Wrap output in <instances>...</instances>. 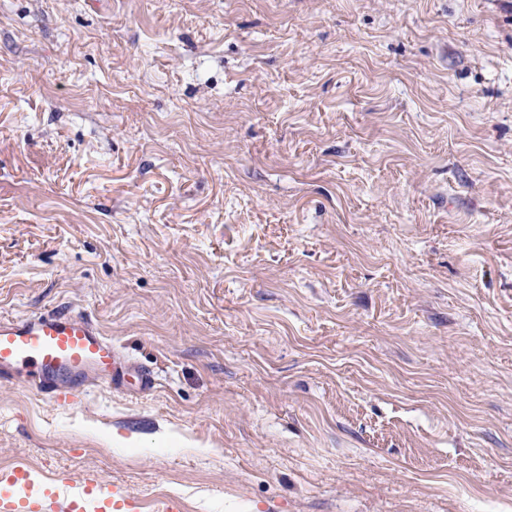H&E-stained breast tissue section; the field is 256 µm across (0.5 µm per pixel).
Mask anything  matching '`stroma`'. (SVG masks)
Returning <instances> with one entry per match:
<instances>
[{
    "instance_id": "obj_1",
    "label": "stroma",
    "mask_w": 512,
    "mask_h": 512,
    "mask_svg": "<svg viewBox=\"0 0 512 512\" xmlns=\"http://www.w3.org/2000/svg\"><path fill=\"white\" fill-rule=\"evenodd\" d=\"M152 391L0 383V472L183 512H512V0H0V313Z\"/></svg>"
}]
</instances>
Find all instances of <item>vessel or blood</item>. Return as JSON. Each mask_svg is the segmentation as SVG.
Masks as SVG:
<instances>
[{
    "label": "vessel or blood",
    "instance_id": "b4317fda",
    "mask_svg": "<svg viewBox=\"0 0 512 512\" xmlns=\"http://www.w3.org/2000/svg\"><path fill=\"white\" fill-rule=\"evenodd\" d=\"M136 375L141 389L154 387L151 371L131 367L89 317L68 308L26 316H0V381L20 380L44 397H68L69 383L106 380L123 385ZM139 499L106 488L95 476L56 483L19 465L0 475V512H140Z\"/></svg>",
    "mask_w": 512,
    "mask_h": 512
}]
</instances>
